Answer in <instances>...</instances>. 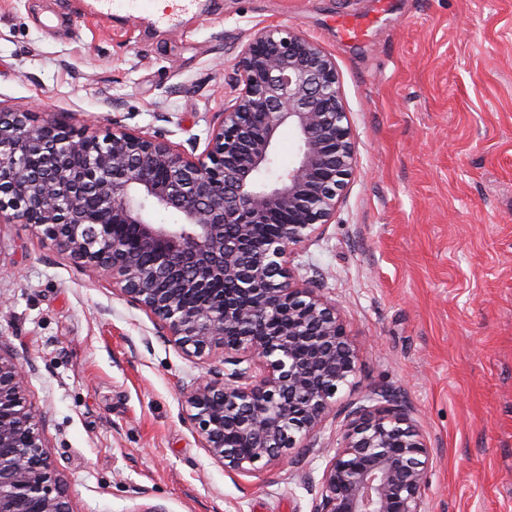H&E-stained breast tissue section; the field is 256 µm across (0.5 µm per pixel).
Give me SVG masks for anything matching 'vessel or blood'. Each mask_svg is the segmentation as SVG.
<instances>
[{"instance_id": "vessel-or-blood-1", "label": "vessel or blood", "mask_w": 512, "mask_h": 512, "mask_svg": "<svg viewBox=\"0 0 512 512\" xmlns=\"http://www.w3.org/2000/svg\"><path fill=\"white\" fill-rule=\"evenodd\" d=\"M171 7L164 13H157L154 0H91L89 12L98 18L145 21L154 27L166 30L181 26L188 14L202 11L201 0H171Z\"/></svg>"}]
</instances>
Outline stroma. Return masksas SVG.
<instances>
[{
	"label": "stroma",
	"instance_id": "obj_1",
	"mask_svg": "<svg viewBox=\"0 0 512 512\" xmlns=\"http://www.w3.org/2000/svg\"><path fill=\"white\" fill-rule=\"evenodd\" d=\"M83 7L0 0V109L202 150L262 27L334 58L356 166L290 271L359 349L338 401L390 391L411 409L437 451L428 512H512V0H213L177 32ZM0 351L27 370L73 512H313L326 456L225 474L183 394L222 354L185 356L30 224L0 223Z\"/></svg>",
	"mask_w": 512,
	"mask_h": 512
}]
</instances>
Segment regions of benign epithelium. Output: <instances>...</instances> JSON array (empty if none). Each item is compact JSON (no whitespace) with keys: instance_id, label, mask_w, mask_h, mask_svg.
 <instances>
[{"instance_id":"benign-epithelium-1","label":"benign epithelium","mask_w":512,"mask_h":512,"mask_svg":"<svg viewBox=\"0 0 512 512\" xmlns=\"http://www.w3.org/2000/svg\"><path fill=\"white\" fill-rule=\"evenodd\" d=\"M237 71L200 155L122 127L101 140L0 111V220L42 227L75 263L112 276L186 356L224 351L235 369L190 385L188 420L225 473L251 476L299 443L315 448L358 372L335 303L289 270L291 248L331 223L355 151L336 62L319 44L269 25ZM283 126L297 133V158L270 180ZM157 209L181 223H155ZM276 218L284 231L258 243L255 225ZM26 374L0 354V512H73ZM332 451L314 512H427L433 448L391 395L351 401Z\"/></svg>"}]
</instances>
